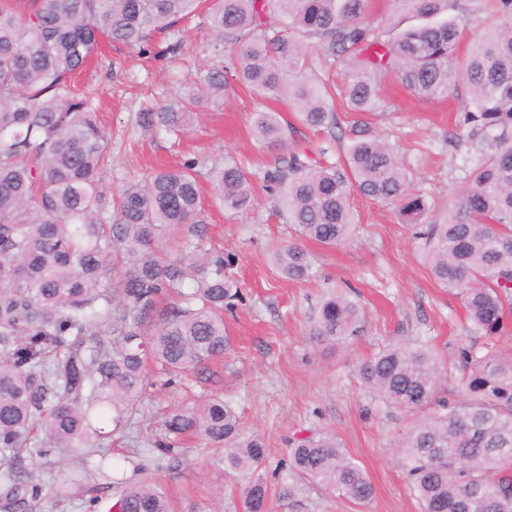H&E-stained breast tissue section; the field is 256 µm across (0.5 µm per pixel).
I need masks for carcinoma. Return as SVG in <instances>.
I'll return each mask as SVG.
<instances>
[{
  "instance_id": "cac0c4a2",
  "label": "carcinoma",
  "mask_w": 512,
  "mask_h": 512,
  "mask_svg": "<svg viewBox=\"0 0 512 512\" xmlns=\"http://www.w3.org/2000/svg\"><path fill=\"white\" fill-rule=\"evenodd\" d=\"M20 12L0 3V508L35 512L42 499L41 460L124 429L147 386L148 365L170 384L224 357V311L232 290L224 253L183 244L168 248L188 224L202 223L204 197L195 162L153 172L110 201L99 184L107 135L92 100L70 79L101 41L142 55L175 54V27L198 0H30ZM372 0H212L215 62L175 105L139 114L165 134L189 130L202 98L224 96L231 82L259 96L293 102L300 123L322 130L336 113L321 88L302 78L309 42L348 66L342 89L354 118L342 155L329 161L292 148L263 182L297 241L274 253L290 280L314 276L301 241L333 248L356 230L355 194L397 205L420 226L434 279L458 292L467 320L484 339L460 352L457 399L420 419L397 441L420 512H512V0H484L487 17L452 15L458 0H391L416 24L370 21ZM488 21L482 38L460 54L466 25ZM429 99L465 90L467 188L441 220L428 224V199L411 187L394 148L369 115L381 107L379 75ZM254 133L281 147L294 127L258 112ZM224 209L253 203L254 174L233 158L210 174ZM123 271L114 287L112 261ZM364 311L344 294L320 305L311 335L336 342L353 335ZM115 336L108 343L105 337ZM360 386L372 399L408 413L436 402L438 359L419 344L398 343L361 361ZM39 427L42 437L31 431ZM154 441L157 460L182 464L179 440L195 435L224 446V462L247 476L244 512H272L258 469L260 437L242 438L232 406L214 398L170 415ZM289 467L356 504L373 487L360 466L328 436L297 437ZM116 512H171L150 483L122 490Z\"/></svg>"
}]
</instances>
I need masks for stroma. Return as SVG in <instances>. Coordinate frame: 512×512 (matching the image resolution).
Returning a JSON list of instances; mask_svg holds the SVG:
<instances>
[{"label": "stroma", "mask_w": 512, "mask_h": 512, "mask_svg": "<svg viewBox=\"0 0 512 512\" xmlns=\"http://www.w3.org/2000/svg\"><path fill=\"white\" fill-rule=\"evenodd\" d=\"M210 6V0H201L196 14L180 23L177 56L146 58L107 43L102 56L73 76L76 88L92 92L108 136L110 160L99 174L106 197L144 181L153 169L187 159L198 160L205 188L211 167L228 156L259 175L274 169L287 151L257 141L258 112L280 113L295 123L296 143L338 156L351 113L337 110L336 128L316 132L298 124L287 99L271 101L238 88L201 101L199 119L184 136H157L140 126V112L179 98L212 63ZM379 84L383 106L373 123L395 146L414 187L427 194L430 218H437L463 186L466 131L458 124V99L413 96L389 75ZM351 204L360 221L356 236L334 248L308 243L315 275L291 281L272 264L271 253L295 233L262 186H255L254 203L243 213L206 199L199 242L232 255L229 277L243 295L224 315L223 359L183 385L148 384L124 434L80 453L64 448L48 457L41 468L46 483L83 472L89 478L69 501L46 497L39 512H109L121 488L93 475L103 457L118 464L126 479L156 483L171 512H243V482L225 465L223 449L184 438L179 450L187 463L173 467L158 466L150 453L166 417L214 397L232 405L244 434H261L267 448L262 473L273 512H419L393 451L415 418L371 400L354 377L355 366L398 341L428 343L454 364L478 337L464 329L459 294L435 281L422 241L396 208L359 195ZM335 293L359 301L366 319L355 335L322 344L310 327L322 300ZM313 433L337 438L365 471L374 489L368 503L325 493L289 472L291 442Z\"/></svg>", "instance_id": "35a3bbf8"}]
</instances>
